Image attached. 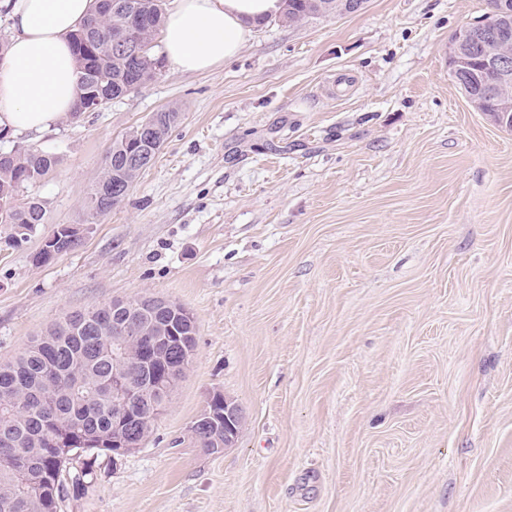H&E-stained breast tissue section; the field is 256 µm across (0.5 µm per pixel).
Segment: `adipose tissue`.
<instances>
[{"label": "adipose tissue", "mask_w": 512, "mask_h": 512, "mask_svg": "<svg viewBox=\"0 0 512 512\" xmlns=\"http://www.w3.org/2000/svg\"><path fill=\"white\" fill-rule=\"evenodd\" d=\"M11 38L0 57V127L38 131L68 119L79 96L70 35L95 0H0ZM283 0H174L162 23L175 71L205 72L237 55Z\"/></svg>", "instance_id": "ef3b65f1"}]
</instances>
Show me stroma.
I'll list each match as a JSON object with an SVG mask.
<instances>
[{
    "label": "stroma",
    "mask_w": 512,
    "mask_h": 512,
    "mask_svg": "<svg viewBox=\"0 0 512 512\" xmlns=\"http://www.w3.org/2000/svg\"><path fill=\"white\" fill-rule=\"evenodd\" d=\"M486 0H365L256 30L99 112L14 134L60 163L47 222L0 240V362L66 313L182 304L196 354L166 412L61 512H512V130L445 50ZM180 117L126 199L85 223L114 140ZM79 245L35 256L58 225ZM246 414L197 447L213 393Z\"/></svg>",
    "instance_id": "stroma-1"
}]
</instances>
